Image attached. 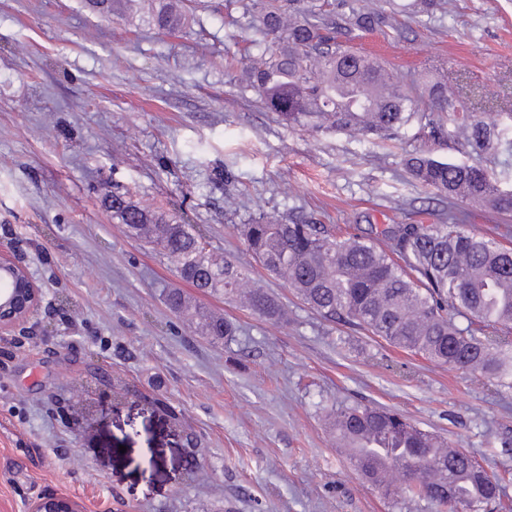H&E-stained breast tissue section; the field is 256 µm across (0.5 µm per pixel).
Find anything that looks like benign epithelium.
<instances>
[{
	"mask_svg": "<svg viewBox=\"0 0 512 512\" xmlns=\"http://www.w3.org/2000/svg\"><path fill=\"white\" fill-rule=\"evenodd\" d=\"M42 300V288L28 269L0 250V334L29 322ZM28 512H81L79 503L64 493H47L28 506Z\"/></svg>",
	"mask_w": 512,
	"mask_h": 512,
	"instance_id": "benign-epithelium-1",
	"label": "benign epithelium"
}]
</instances>
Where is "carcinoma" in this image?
I'll use <instances>...</instances> for the list:
<instances>
[{
  "label": "carcinoma",
  "mask_w": 512,
  "mask_h": 512,
  "mask_svg": "<svg viewBox=\"0 0 512 512\" xmlns=\"http://www.w3.org/2000/svg\"><path fill=\"white\" fill-rule=\"evenodd\" d=\"M242 10L251 31L245 87L259 93L268 109L288 124L392 140L412 120L435 133L455 125L463 153L512 152V139L440 81L419 91L386 67L369 86L350 42L372 32L398 33L403 17H427L449 0H225ZM102 15L130 19L141 0H87ZM153 27L175 32L184 14L171 0H151ZM419 183L448 197V212L435 224H392L376 233L335 235L307 216L288 220L260 214L237 231L254 260L281 279L329 321L344 320L391 345L451 368L478 373L503 391L512 390V226L491 236L466 228L453 200L484 201L512 215V185L464 161L422 155L405 160ZM108 207L128 233L160 247L177 273L196 288L239 302L259 317L288 319V312L231 256L207 248L200 228L114 194ZM166 304L203 335L222 340L232 322L196 310L174 290ZM336 437L355 440L380 432L392 441L362 445L366 457H386L395 479L359 464L377 490L426 500L443 512L465 503L482 512L500 497L497 477L462 448L432 453L435 435L398 413L349 406L330 416Z\"/></svg>",
  "instance_id": "cac0c4a2"
}]
</instances>
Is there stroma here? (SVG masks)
Returning a JSON list of instances; mask_svg holds the SVG:
<instances>
[{
    "mask_svg": "<svg viewBox=\"0 0 512 512\" xmlns=\"http://www.w3.org/2000/svg\"><path fill=\"white\" fill-rule=\"evenodd\" d=\"M368 34L386 65L470 91L512 138V0H454ZM170 35L98 17L80 0H0V245L43 290L34 323L0 335V512L47 491L84 512H438L365 485L328 416L378 405L503 475L512 503V392L326 321L252 259L236 227L313 215L352 232L431 224L447 199L407 155L460 159L452 124L431 138H353L291 126L219 60L251 36L224 0H190ZM494 91L485 98L483 89ZM198 225L288 309L260 318L196 292L102 203L113 192ZM244 204L226 211L227 195ZM177 288L235 323L213 341L174 315Z\"/></svg>",
    "mask_w": 512,
    "mask_h": 512,
    "instance_id": "obj_1",
    "label": "stroma"
}]
</instances>
